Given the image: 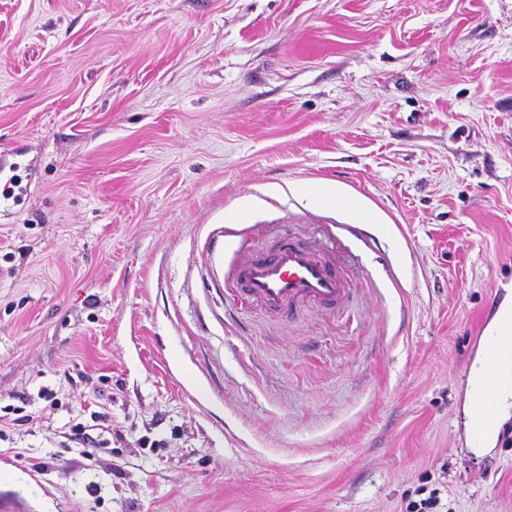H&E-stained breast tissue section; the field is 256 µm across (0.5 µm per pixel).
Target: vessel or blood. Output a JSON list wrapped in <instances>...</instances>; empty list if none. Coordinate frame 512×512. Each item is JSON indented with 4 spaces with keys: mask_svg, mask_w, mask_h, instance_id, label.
<instances>
[{
    "mask_svg": "<svg viewBox=\"0 0 512 512\" xmlns=\"http://www.w3.org/2000/svg\"><path fill=\"white\" fill-rule=\"evenodd\" d=\"M227 290L272 312L310 305L323 310L343 308L352 297L348 277L335 250H322L283 238L268 248H241ZM481 384L472 400L474 442H481L505 391L512 390V318L485 335Z\"/></svg>",
    "mask_w": 512,
    "mask_h": 512,
    "instance_id": "1",
    "label": "vessel or blood"
}]
</instances>
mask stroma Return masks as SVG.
Segmentation results:
<instances>
[{"instance_id":"obj_1","label":"stroma","mask_w":512,"mask_h":512,"mask_svg":"<svg viewBox=\"0 0 512 512\" xmlns=\"http://www.w3.org/2000/svg\"><path fill=\"white\" fill-rule=\"evenodd\" d=\"M0 165L31 512H512V416L472 444L460 374L512 302V0H0ZM327 182L373 248L294 190ZM223 231L335 245L349 306L226 301Z\"/></svg>"}]
</instances>
